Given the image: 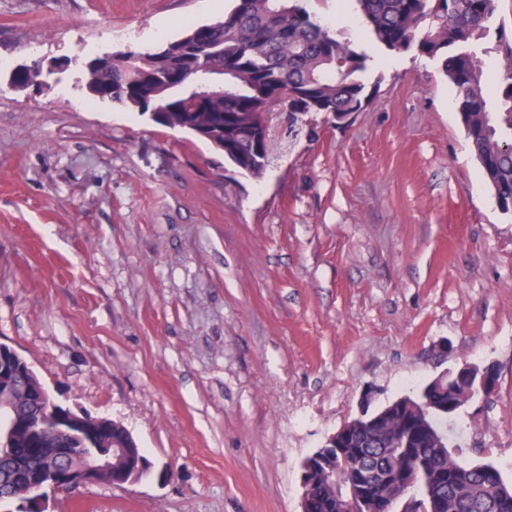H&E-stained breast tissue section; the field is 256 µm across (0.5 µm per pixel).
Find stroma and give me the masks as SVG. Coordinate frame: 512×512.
Wrapping results in <instances>:
<instances>
[{"label": "stroma", "mask_w": 512, "mask_h": 512, "mask_svg": "<svg viewBox=\"0 0 512 512\" xmlns=\"http://www.w3.org/2000/svg\"><path fill=\"white\" fill-rule=\"evenodd\" d=\"M229 0H0V343L152 465L51 512H300L326 435L468 362L461 460L512 481V214L438 61L366 29L368 102L279 136L259 177L90 97L86 64L153 48ZM44 68L37 87L15 70Z\"/></svg>", "instance_id": "35a3bbf8"}]
</instances>
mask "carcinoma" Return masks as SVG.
Listing matches in <instances>:
<instances>
[{
  "instance_id": "obj_1",
  "label": "carcinoma",
  "mask_w": 512,
  "mask_h": 512,
  "mask_svg": "<svg viewBox=\"0 0 512 512\" xmlns=\"http://www.w3.org/2000/svg\"><path fill=\"white\" fill-rule=\"evenodd\" d=\"M307 0H232L224 19L193 24L177 39L150 51H132L112 66L88 72L87 91L115 105L165 112L161 126L203 138H224V157L252 175L266 170L268 141L261 113L286 106L297 124L318 117L336 122L368 101L361 79L367 56L322 24ZM372 38L389 51H412L440 62L457 91L456 106L472 153L499 208L512 212V37L497 24L499 0H356ZM501 58L495 87L488 86L482 55ZM203 68L224 76V91L196 99L183 81ZM404 413L388 417V432L365 429L342 469L336 460L310 479L324 490L314 512H342L337 494L371 464L387 474H414L412 512H512V483L489 463L455 465L459 433L439 424L421 398H403ZM7 411L31 426L30 440L13 450L16 464L0 463V498L27 489L30 474L61 463L44 447L47 418L18 398Z\"/></svg>"
}]
</instances>
